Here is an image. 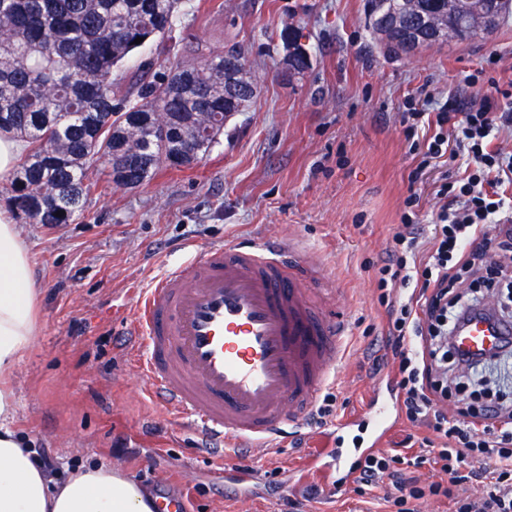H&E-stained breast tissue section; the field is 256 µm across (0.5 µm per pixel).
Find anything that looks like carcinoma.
<instances>
[{
	"instance_id": "1",
	"label": "carcinoma",
	"mask_w": 512,
	"mask_h": 512,
	"mask_svg": "<svg viewBox=\"0 0 512 512\" xmlns=\"http://www.w3.org/2000/svg\"><path fill=\"white\" fill-rule=\"evenodd\" d=\"M181 0H0V131L24 138L28 152L11 176L13 201L36 224H71L83 210L88 171L101 163L114 182L137 188L179 154L210 153L224 122L245 112L258 86L247 67L224 65L212 52L203 62H176L158 81L141 79L123 98L112 95L113 72L133 51L173 29ZM374 35L394 53L484 34L468 12L462 33L442 8L419 42L405 47L419 0H375ZM142 42L136 44V38ZM288 41L283 76L302 75L309 56Z\"/></svg>"
}]
</instances>
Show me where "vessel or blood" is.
Segmentation results:
<instances>
[{
	"label": "vessel or blood",
	"instance_id": "b4317fda",
	"mask_svg": "<svg viewBox=\"0 0 512 512\" xmlns=\"http://www.w3.org/2000/svg\"><path fill=\"white\" fill-rule=\"evenodd\" d=\"M318 280L303 250L264 241L213 244L174 268L136 303L152 395L193 417L203 441L223 439L225 458L242 445H273L338 379L347 323ZM511 340L512 320L482 306L464 315L452 346L481 357ZM397 408L393 380L383 374L372 389L365 452L395 428ZM359 422L351 416L320 433L310 459L339 491L358 471L342 467L338 439Z\"/></svg>",
	"mask_w": 512,
	"mask_h": 512
}]
</instances>
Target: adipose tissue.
Returning <instances> with one entry per match:
<instances>
[{
  "instance_id": "adipose-tissue-1",
  "label": "adipose tissue",
  "mask_w": 512,
  "mask_h": 512,
  "mask_svg": "<svg viewBox=\"0 0 512 512\" xmlns=\"http://www.w3.org/2000/svg\"><path fill=\"white\" fill-rule=\"evenodd\" d=\"M39 313L30 251L14 210L0 207V512H153L152 495L108 463L50 478L33 440L15 429V371L33 344Z\"/></svg>"
}]
</instances>
